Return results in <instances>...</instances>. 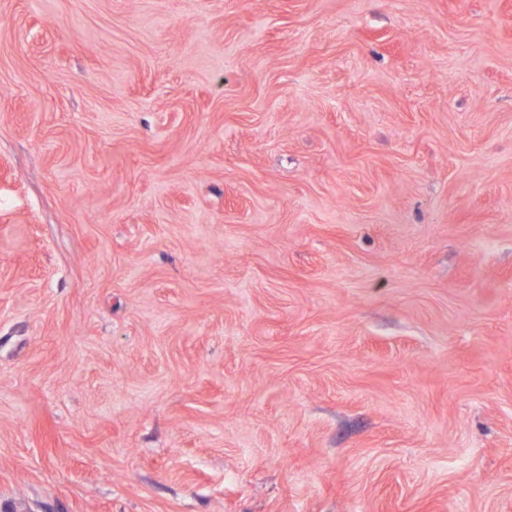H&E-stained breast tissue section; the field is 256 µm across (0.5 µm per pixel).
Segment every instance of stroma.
Returning a JSON list of instances; mask_svg holds the SVG:
<instances>
[{
  "instance_id": "obj_1",
  "label": "stroma",
  "mask_w": 512,
  "mask_h": 512,
  "mask_svg": "<svg viewBox=\"0 0 512 512\" xmlns=\"http://www.w3.org/2000/svg\"><path fill=\"white\" fill-rule=\"evenodd\" d=\"M0 512H512V0H0Z\"/></svg>"
}]
</instances>
